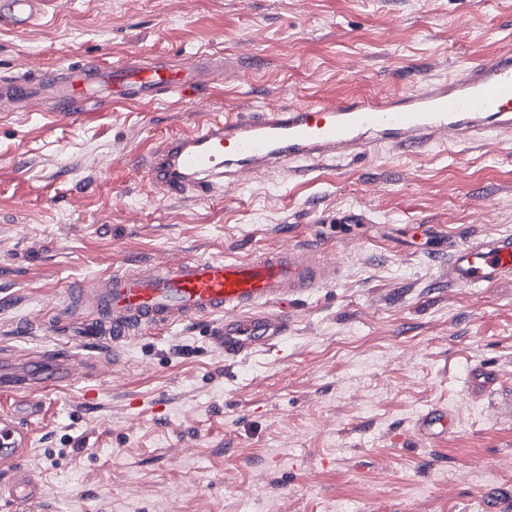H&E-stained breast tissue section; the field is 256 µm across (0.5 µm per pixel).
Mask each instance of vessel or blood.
Here are the masks:
<instances>
[{"mask_svg": "<svg viewBox=\"0 0 512 512\" xmlns=\"http://www.w3.org/2000/svg\"><path fill=\"white\" fill-rule=\"evenodd\" d=\"M47 0H0V21L21 31L45 14ZM229 58L196 54L180 64L140 66L132 57L83 60L60 74L26 71L0 81V109L28 111L41 100L58 112L88 103L162 104L197 95L224 74ZM512 143V46L489 62L462 67L450 77L411 87L396 97H348L332 104H267L251 112H202L188 131L163 139L136 166L156 194L192 193L204 199L225 185L244 182L261 169L285 177L306 166L364 157L380 148L423 154L436 146L465 150ZM437 257L444 280L483 288L512 279V233L448 236ZM342 266L327 242L313 238L246 258H188L114 271L84 280L76 304L86 318H58L56 342L27 363L0 351V391L15 394L12 412L0 415V512H25L40 502L43 487L23 460L32 446L31 425L41 415L42 394L73 385L78 367L92 370L115 358L127 337L160 328L215 320L213 344L237 363L253 349L285 336L298 302L334 286ZM90 352L80 361L70 344ZM467 387L480 393L495 374L468 369ZM452 417L444 408L421 414L416 436H447Z\"/></svg>", "mask_w": 512, "mask_h": 512, "instance_id": "1", "label": "vessel or blood"}]
</instances>
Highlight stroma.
<instances>
[{"label": "stroma", "mask_w": 512, "mask_h": 512, "mask_svg": "<svg viewBox=\"0 0 512 512\" xmlns=\"http://www.w3.org/2000/svg\"><path fill=\"white\" fill-rule=\"evenodd\" d=\"M509 42L512 0H51L35 26L0 25V79L127 55L241 65L164 106L0 112V348L52 344L47 317L77 282L145 262L315 235L344 264L237 366L201 321L137 336L51 394L25 459L34 512H512V282L448 287L432 257L440 229L512 233V145L382 148L205 201L156 195L133 166L201 112L397 96ZM352 212L367 223H339ZM475 365L499 375L494 394L469 396ZM430 407L453 417L438 442L412 433Z\"/></svg>", "instance_id": "stroma-1"}]
</instances>
